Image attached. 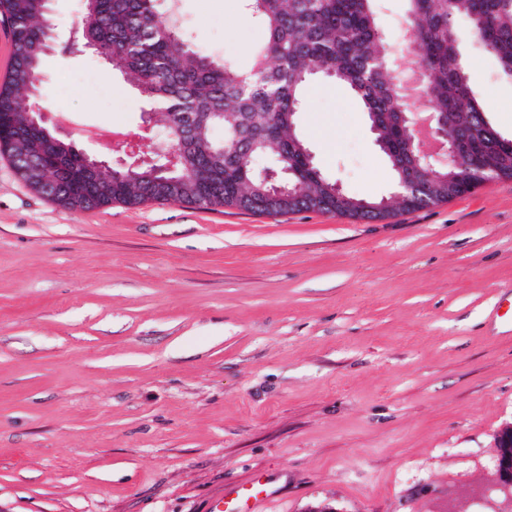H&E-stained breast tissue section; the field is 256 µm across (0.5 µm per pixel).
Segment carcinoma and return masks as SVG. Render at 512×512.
Segmentation results:
<instances>
[{"label":"carcinoma","instance_id":"obj_1","mask_svg":"<svg viewBox=\"0 0 512 512\" xmlns=\"http://www.w3.org/2000/svg\"><path fill=\"white\" fill-rule=\"evenodd\" d=\"M101 24L87 30L79 22L69 50L87 45L110 60L139 96L159 111L169 128V149L182 153L187 171H178L181 190H156L159 176L149 168L128 180L120 169L83 171L81 151L71 142L54 148L55 133L34 126L45 83L43 62L51 49L50 0H0L10 24L14 52L0 81V154L24 173L26 162L44 165L59 206L91 210L112 205L164 203L170 198L203 209L224 207L278 216L303 210L348 212L372 221L384 213L449 202L460 193L416 168L400 113L407 103L389 65V42L376 23L373 0H247L249 17L267 33L247 69L216 61L189 43L174 16V3L160 11L159 0H93ZM407 19L415 33L416 64L423 72L421 98L432 112L448 115L455 153L471 166L473 179L512 178V138L487 119L468 78L462 35L480 37L501 72L512 77V0H408ZM465 24L460 30L457 23ZM314 77L346 85L383 136L382 153L398 165L407 182L425 191L416 198L390 194L376 212L336 198L335 182L309 159L298 115L303 89ZM221 126L224 139L213 131ZM260 159L288 163V175L303 195L270 193L254 175Z\"/></svg>","mask_w":512,"mask_h":512}]
</instances>
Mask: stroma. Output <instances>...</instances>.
<instances>
[{"instance_id":"obj_1","label":"stroma","mask_w":512,"mask_h":512,"mask_svg":"<svg viewBox=\"0 0 512 512\" xmlns=\"http://www.w3.org/2000/svg\"><path fill=\"white\" fill-rule=\"evenodd\" d=\"M195 45L249 67L245 0H176ZM470 83L512 135V78L464 39ZM41 104L95 139L147 104L95 54L51 52ZM299 129L345 192L394 177L336 82ZM512 180L385 221L186 203L69 210L0 156V512H205L260 476L264 512H512ZM495 448L500 482L512 489V423L506 424L497 432Z\"/></svg>"}]
</instances>
